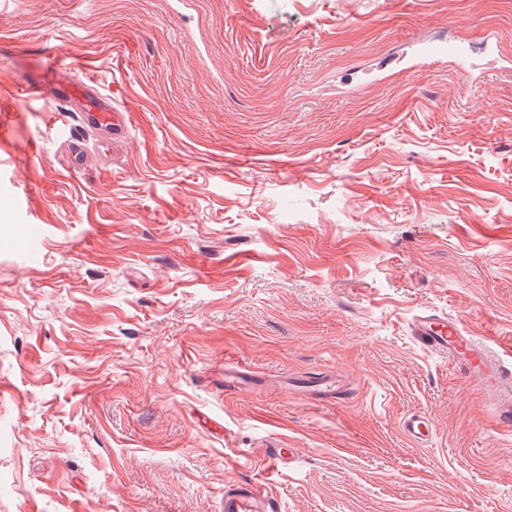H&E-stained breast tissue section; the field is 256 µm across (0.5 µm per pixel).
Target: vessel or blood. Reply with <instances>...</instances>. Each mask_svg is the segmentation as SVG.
<instances>
[{
  "label": "vessel or blood",
  "mask_w": 512,
  "mask_h": 512,
  "mask_svg": "<svg viewBox=\"0 0 512 512\" xmlns=\"http://www.w3.org/2000/svg\"><path fill=\"white\" fill-rule=\"evenodd\" d=\"M24 93L29 98L50 96L66 104L79 102L80 127L65 134L71 169H79L85 162L87 133L98 135L100 147L106 149L123 141L128 132L129 113L114 107L91 80L79 78L65 53L48 59L41 77L28 82ZM411 334L425 349L447 355L462 377L480 380L489 400L499 410L501 422L512 424V368L503 366L483 341L447 315L438 313L416 315L411 322ZM305 390L317 398L337 399L344 392V384L341 379L324 377L306 383ZM400 430L413 443L425 444L431 441L435 427L426 414L413 412L402 418ZM224 512H280V504L262 483L241 480L225 490Z\"/></svg>",
  "instance_id": "1"
}]
</instances>
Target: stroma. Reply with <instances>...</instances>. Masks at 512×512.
Here are the masks:
<instances>
[{"label": "stroma", "mask_w": 512, "mask_h": 512, "mask_svg": "<svg viewBox=\"0 0 512 512\" xmlns=\"http://www.w3.org/2000/svg\"><path fill=\"white\" fill-rule=\"evenodd\" d=\"M62 49L131 114L75 172L77 110L21 95ZM0 107V512H221L245 478L512 512V427L410 333L512 361V0H0ZM228 366L348 391L228 396ZM400 430L413 443L425 444L431 441L435 427L431 418L426 414L413 412L402 418Z\"/></svg>", "instance_id": "obj_1"}]
</instances>
